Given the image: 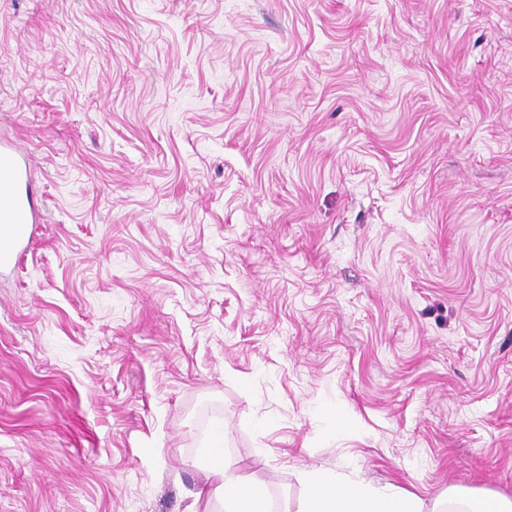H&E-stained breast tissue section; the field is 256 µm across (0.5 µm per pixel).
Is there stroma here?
Listing matches in <instances>:
<instances>
[{
	"label": "stroma",
	"mask_w": 512,
	"mask_h": 512,
	"mask_svg": "<svg viewBox=\"0 0 512 512\" xmlns=\"http://www.w3.org/2000/svg\"><path fill=\"white\" fill-rule=\"evenodd\" d=\"M3 139L0 512L512 498V0H0ZM44 221L27 155L15 144L0 142V224L7 229L0 241V268L9 266L17 256L29 226ZM213 448H218L213 464L206 469L208 478H218L221 483L216 490L224 492L225 512H266L264 499L259 495L264 481L251 475L249 477H228L224 459V431L218 430L211 437ZM305 481L308 492L295 512H421L409 497L362 482L344 487L324 470L307 472Z\"/></svg>",
	"instance_id": "35a3bbf8"
}]
</instances>
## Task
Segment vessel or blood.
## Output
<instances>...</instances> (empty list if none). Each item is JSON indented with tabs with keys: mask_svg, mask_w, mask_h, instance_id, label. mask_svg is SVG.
I'll list each match as a JSON object with an SVG mask.
<instances>
[{
	"mask_svg": "<svg viewBox=\"0 0 512 512\" xmlns=\"http://www.w3.org/2000/svg\"><path fill=\"white\" fill-rule=\"evenodd\" d=\"M30 179L27 155L17 145L0 142V268L9 266L18 254L31 225L44 223Z\"/></svg>",
	"mask_w": 512,
	"mask_h": 512,
	"instance_id": "1",
	"label": "vessel or blood"
}]
</instances>
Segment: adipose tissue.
I'll use <instances>...</instances> for the list:
<instances>
[{"label": "adipose tissue", "instance_id": "ef3b65f1", "mask_svg": "<svg viewBox=\"0 0 512 512\" xmlns=\"http://www.w3.org/2000/svg\"><path fill=\"white\" fill-rule=\"evenodd\" d=\"M211 441L216 453L207 473L220 481L225 512H266L264 500L259 494L261 479L253 475L228 476L222 451L223 431L214 432ZM305 481L308 492L299 501L295 512H419L416 503L409 497L362 482L344 487L338 484L334 474L324 470L307 472Z\"/></svg>", "mask_w": 512, "mask_h": 512}]
</instances>
